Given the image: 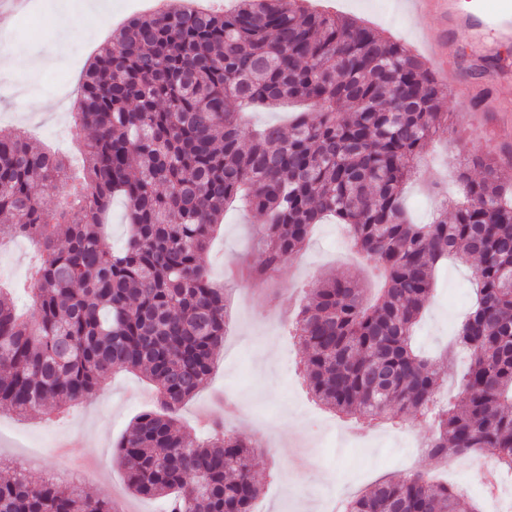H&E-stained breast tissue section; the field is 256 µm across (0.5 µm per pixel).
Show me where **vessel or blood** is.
<instances>
[{"instance_id":"1","label":"vessel or blood","mask_w":512,"mask_h":512,"mask_svg":"<svg viewBox=\"0 0 512 512\" xmlns=\"http://www.w3.org/2000/svg\"><path fill=\"white\" fill-rule=\"evenodd\" d=\"M411 12L433 13L447 33L430 40L427 52L440 72L457 47L458 38L477 41L483 55L493 54L498 45L512 41V0H405Z\"/></svg>"}]
</instances>
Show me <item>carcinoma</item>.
I'll return each instance as SVG.
<instances>
[{"instance_id":"1","label":"carcinoma","mask_w":512,"mask_h":512,"mask_svg":"<svg viewBox=\"0 0 512 512\" xmlns=\"http://www.w3.org/2000/svg\"><path fill=\"white\" fill-rule=\"evenodd\" d=\"M174 0L135 16L89 64L73 112L92 131L81 175L21 130L0 129V238L40 251L29 316L0 290V408L60 414L92 399L119 368L144 371L160 408L115 445L129 489L168 512H252L262 487L255 444L212 425L198 437L176 413L209 376L230 319L206 268L224 206L265 219L263 282L331 218L377 269L373 302L346 273L314 283L292 325L312 398L350 417L430 419L428 454L494 453L512 471V184L497 159L463 199L429 224L410 221L404 190L422 153L448 130L442 91L409 47L303 0H237L200 10ZM307 103L288 129L267 125L243 144L241 114ZM64 189L48 213L35 189ZM127 202L119 251L103 246L112 199ZM478 260L474 304L457 330L469 363L459 400L434 406L441 357L414 348V328L440 265ZM479 512L420 472L377 481L345 512ZM0 512H112L106 499L0 457Z\"/></svg>"}]
</instances>
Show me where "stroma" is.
Returning a JSON list of instances; mask_svg holds the SVG:
<instances>
[{
	"label": "stroma",
	"mask_w": 512,
	"mask_h": 512,
	"mask_svg": "<svg viewBox=\"0 0 512 512\" xmlns=\"http://www.w3.org/2000/svg\"><path fill=\"white\" fill-rule=\"evenodd\" d=\"M164 0H112L107 15L87 20L78 11L79 30L57 32L52 15L57 0H38L29 20L6 16L12 52L24 50L49 59L46 69L32 73L23 67L0 70V126H22L44 148L66 154L72 165L82 156L73 143L85 131L69 130L60 120L62 93L58 73H66L71 88H78L89 62L112 39L129 17L162 5ZM313 6L356 18L384 36L419 49L443 28L433 16L408 14L401 0H310ZM468 45L458 47L456 65L461 87L478 90L479 116H471L451 89L443 91L442 109L453 117L448 133L431 140L422 154L419 173L405 193V204L415 223H429L438 194L461 196L457 172L462 156H471L467 172L479 178L480 159L512 154V83L485 88V74L472 65ZM264 221L258 214L231 205L207 256L212 277L228 291L233 323L214 360L211 375L182 407L178 419L193 430L220 420L227 433L257 445L255 472L263 484L255 503L257 512H332L338 501L350 498L383 476L398 478L411 471L437 472L428 456L415 454L411 432L429 438L427 425L374 422L376 438L366 444L344 443L340 418L318 406L300 374L303 353L289 334L308 284L335 271L350 272L366 288L376 289L360 257L349 256L336 237V225H314L303 250L289 255L274 279L265 286L249 285L248 269L260 259ZM39 253L28 241L0 245V287L15 291L28 276ZM472 268L449 262L438 271L431 295L417 328L415 343L424 354L443 351L471 305L464 290ZM155 403L149 380L137 372L113 373L90 402L75 404L54 422L44 415L17 418L0 411V457L27 461L32 481L54 470L75 465L82 482L94 496L109 500L115 512H165L161 500L135 496L127 488L122 467L112 456L117 440L134 418Z\"/></svg>",
	"instance_id": "stroma-1"
}]
</instances>
